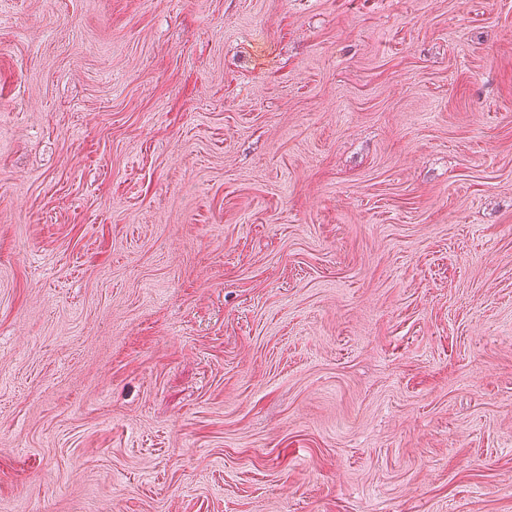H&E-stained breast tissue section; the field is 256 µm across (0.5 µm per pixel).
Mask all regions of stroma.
<instances>
[{
    "instance_id": "35a3bbf8",
    "label": "stroma",
    "mask_w": 512,
    "mask_h": 512,
    "mask_svg": "<svg viewBox=\"0 0 512 512\" xmlns=\"http://www.w3.org/2000/svg\"><path fill=\"white\" fill-rule=\"evenodd\" d=\"M0 512H512V0H0Z\"/></svg>"
}]
</instances>
